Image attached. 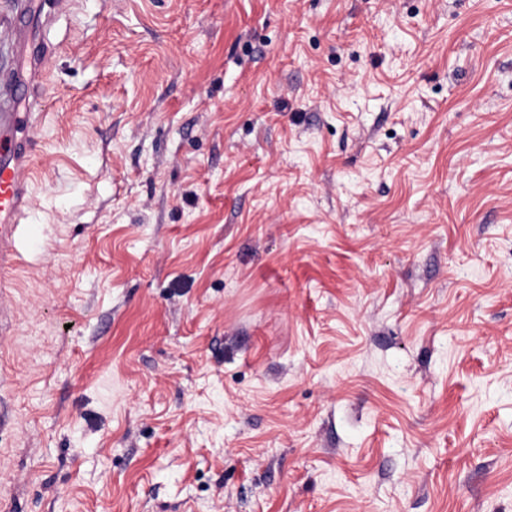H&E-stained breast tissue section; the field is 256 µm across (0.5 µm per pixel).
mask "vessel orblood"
I'll return each mask as SVG.
<instances>
[{
	"label": "vessel or blood",
	"instance_id": "1",
	"mask_svg": "<svg viewBox=\"0 0 512 512\" xmlns=\"http://www.w3.org/2000/svg\"><path fill=\"white\" fill-rule=\"evenodd\" d=\"M30 0H0V297L9 286L16 259L19 219L28 207L26 173L38 130L46 49L31 47L27 107L16 109L18 84L13 53L29 26Z\"/></svg>",
	"mask_w": 512,
	"mask_h": 512
}]
</instances>
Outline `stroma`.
Here are the masks:
<instances>
[{
	"mask_svg": "<svg viewBox=\"0 0 512 512\" xmlns=\"http://www.w3.org/2000/svg\"><path fill=\"white\" fill-rule=\"evenodd\" d=\"M31 27L0 512H512V0Z\"/></svg>",
	"mask_w": 512,
	"mask_h": 512,
	"instance_id": "stroma-1",
	"label": "stroma"
}]
</instances>
